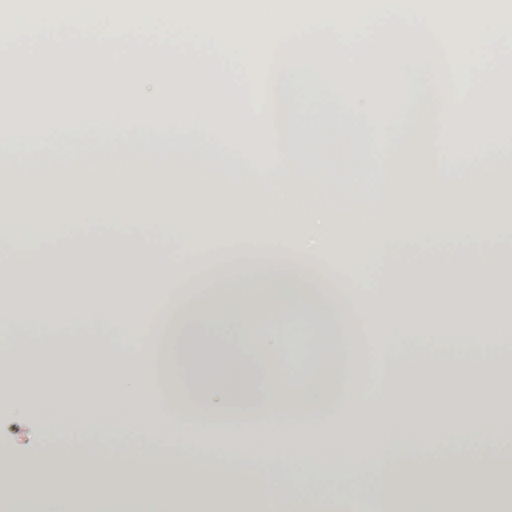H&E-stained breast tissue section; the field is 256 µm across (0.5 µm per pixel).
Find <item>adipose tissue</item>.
<instances>
[{
  "instance_id": "obj_1",
  "label": "adipose tissue",
  "mask_w": 512,
  "mask_h": 512,
  "mask_svg": "<svg viewBox=\"0 0 512 512\" xmlns=\"http://www.w3.org/2000/svg\"><path fill=\"white\" fill-rule=\"evenodd\" d=\"M234 115L218 125L207 105H102L49 127L0 121V193L16 169L43 173L26 222L60 205L78 219L93 192L130 218L46 243L0 235V402L38 415L24 455L0 454L10 498L48 508L65 494L69 512H409L447 505L460 483L501 487L512 130L453 153L456 122L395 116L382 140L320 171L327 137L356 139L350 119L327 133ZM254 126L261 163L243 134ZM117 149L156 163L109 186L87 173ZM305 173L344 197L374 186L391 233L366 236L345 210H297ZM203 200L208 227L191 218ZM171 213L183 223H165ZM359 246L369 274L353 292L344 272ZM275 308L314 330L304 378L269 369L280 336L260 352L247 340ZM47 337L102 350L37 393L11 348ZM76 428L82 442L60 445ZM213 453L221 471L199 463Z\"/></svg>"
}]
</instances>
